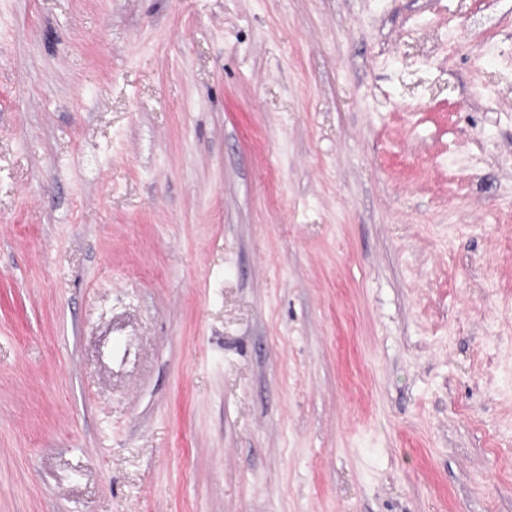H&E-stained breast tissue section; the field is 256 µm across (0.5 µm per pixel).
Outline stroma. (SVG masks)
<instances>
[{"instance_id": "1", "label": "stroma", "mask_w": 512, "mask_h": 512, "mask_svg": "<svg viewBox=\"0 0 512 512\" xmlns=\"http://www.w3.org/2000/svg\"><path fill=\"white\" fill-rule=\"evenodd\" d=\"M0 512H512V0H0Z\"/></svg>"}]
</instances>
